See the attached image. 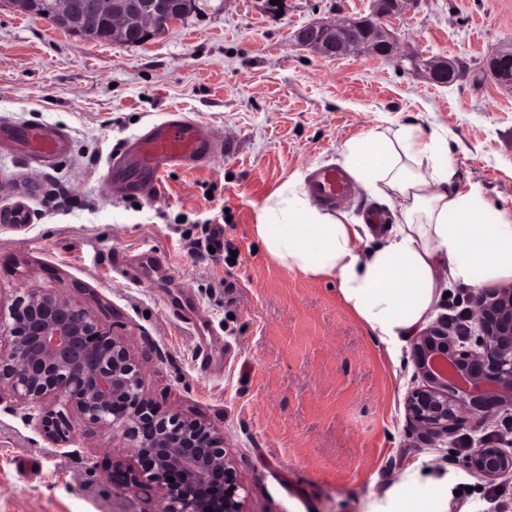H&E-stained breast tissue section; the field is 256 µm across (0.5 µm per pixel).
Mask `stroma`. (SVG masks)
Segmentation results:
<instances>
[{"mask_svg": "<svg viewBox=\"0 0 512 512\" xmlns=\"http://www.w3.org/2000/svg\"><path fill=\"white\" fill-rule=\"evenodd\" d=\"M371 10V0H285L278 14L261 0H194L182 20L127 45L0 6V129L68 136L43 168L0 150V210L21 203L30 216L0 229V299L61 293L127 339L164 410L223 432L247 512H363L418 460L462 467L405 419L418 384L410 347L390 359L333 280L257 247L255 214L276 186L335 164L348 138L411 117L448 130L462 179L512 207V95L482 69L512 42V0H421L400 21L402 50L465 64L449 86L368 55L322 59L295 40L308 24ZM175 110L237 151L167 168L139 191L114 188L112 154ZM131 455L121 433L77 418L55 443L24 406L0 401V512H161L156 490L110 479L111 461Z\"/></svg>", "mask_w": 512, "mask_h": 512, "instance_id": "1", "label": "stroma"}]
</instances>
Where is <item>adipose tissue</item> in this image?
Here are the masks:
<instances>
[{
  "mask_svg": "<svg viewBox=\"0 0 512 512\" xmlns=\"http://www.w3.org/2000/svg\"><path fill=\"white\" fill-rule=\"evenodd\" d=\"M450 135L409 121L344 141L338 162L392 225H371L321 206L300 177L282 182L256 211V236L274 261L305 276L334 279L343 302L388 354L435 313L445 288L479 291L512 279V207L463 182ZM464 484L455 469L408 467L365 512H448Z\"/></svg>",
  "mask_w": 512,
  "mask_h": 512,
  "instance_id": "1",
  "label": "adipose tissue"
}]
</instances>
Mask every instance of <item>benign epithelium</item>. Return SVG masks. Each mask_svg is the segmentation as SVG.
Wrapping results in <instances>:
<instances>
[{
    "mask_svg": "<svg viewBox=\"0 0 512 512\" xmlns=\"http://www.w3.org/2000/svg\"><path fill=\"white\" fill-rule=\"evenodd\" d=\"M419 0H374L370 15L314 23L296 41L322 59L367 54L407 63V71L446 85L461 76L455 58L404 53L391 21ZM60 12L104 14L112 41L126 36L125 8L113 0H56ZM191 0H156L140 16L139 42L177 22ZM485 71L512 95V44L491 52ZM477 336L461 348L437 320L415 337L412 361L423 385L405 399V416L422 436L457 444L465 427L480 428L512 409V284L484 289L473 300ZM8 396L40 420L46 435L68 440L70 418L123 432L134 462L112 469L123 482L161 495L163 512H244L224 435L196 418L171 414L146 394L145 375L130 343L113 336L80 302L26 288L0 305V401ZM465 471L487 484L512 477V453L483 438L464 455ZM174 481H168V478Z\"/></svg>",
    "mask_w": 512,
    "mask_h": 512,
    "instance_id": "obj_1",
    "label": "benign epithelium"
}]
</instances>
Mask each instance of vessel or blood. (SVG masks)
I'll use <instances>...</instances> for the list:
<instances>
[{"mask_svg":"<svg viewBox=\"0 0 512 512\" xmlns=\"http://www.w3.org/2000/svg\"><path fill=\"white\" fill-rule=\"evenodd\" d=\"M18 137L33 159L39 161L56 156L65 149L62 135L50 129L23 130ZM221 149L229 152L233 146L229 143L218 146L206 134L203 123L184 113L174 112L136 138L131 149L122 151L115 176L122 181L136 182L146 178L155 182L163 170L189 165L195 159ZM307 187L311 196L326 207L336 206L354 191L346 175L330 166L313 171Z\"/></svg>","mask_w":512,"mask_h":512,"instance_id":"1","label":"vessel or blood"}]
</instances>
